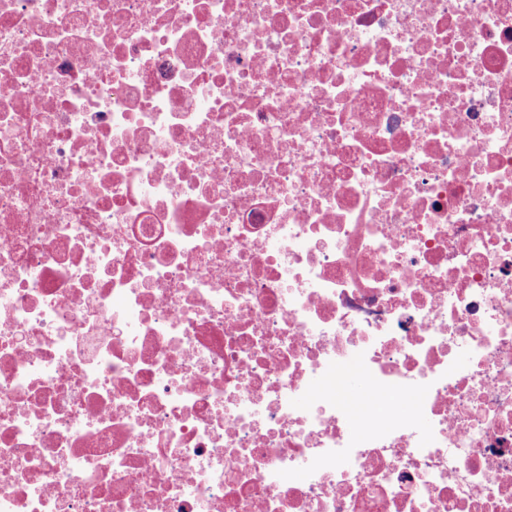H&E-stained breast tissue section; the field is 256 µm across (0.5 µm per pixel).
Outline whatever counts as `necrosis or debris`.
<instances>
[{
    "mask_svg": "<svg viewBox=\"0 0 512 512\" xmlns=\"http://www.w3.org/2000/svg\"><path fill=\"white\" fill-rule=\"evenodd\" d=\"M0 512H512V0H0Z\"/></svg>",
    "mask_w": 512,
    "mask_h": 512,
    "instance_id": "4bbe7bcc",
    "label": "necrosis or debris"
}]
</instances>
